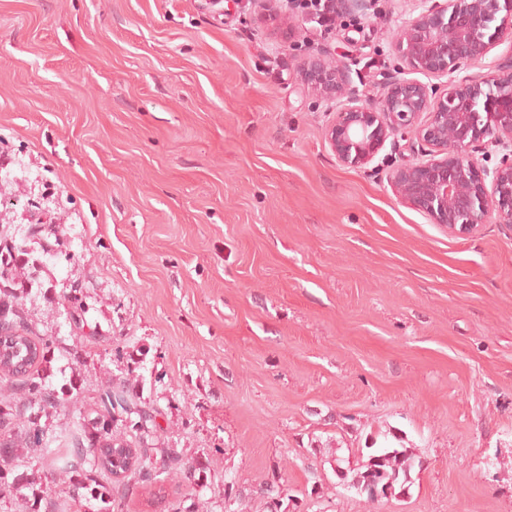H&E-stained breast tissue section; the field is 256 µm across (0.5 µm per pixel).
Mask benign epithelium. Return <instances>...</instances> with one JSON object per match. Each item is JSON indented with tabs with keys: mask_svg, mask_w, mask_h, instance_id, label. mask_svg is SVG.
Returning a JSON list of instances; mask_svg holds the SVG:
<instances>
[{
	"mask_svg": "<svg viewBox=\"0 0 512 512\" xmlns=\"http://www.w3.org/2000/svg\"><path fill=\"white\" fill-rule=\"evenodd\" d=\"M393 35L394 65L372 99L350 64L310 48L300 81L336 113L325 142L344 166L387 171L393 193L453 235L484 224L512 232V0H412ZM336 13L365 16L371 0H335ZM509 43L505 53L491 52ZM486 63L481 78L461 77ZM416 158L396 161L398 140ZM495 157L488 165L489 157Z\"/></svg>",
	"mask_w": 512,
	"mask_h": 512,
	"instance_id": "obj_1",
	"label": "benign epithelium"
}]
</instances>
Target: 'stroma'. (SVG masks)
<instances>
[{"label":"stroma","instance_id":"1","mask_svg":"<svg viewBox=\"0 0 512 512\" xmlns=\"http://www.w3.org/2000/svg\"><path fill=\"white\" fill-rule=\"evenodd\" d=\"M406 0L324 30L253 0H0V231L66 253L96 340L31 295L38 333L95 416L123 346L170 445L209 459L161 494L224 512H512V232L453 236L385 174L340 165L332 113L297 76L304 46L353 61L379 94ZM398 435L407 481L372 503L369 439Z\"/></svg>","mask_w":512,"mask_h":512}]
</instances>
